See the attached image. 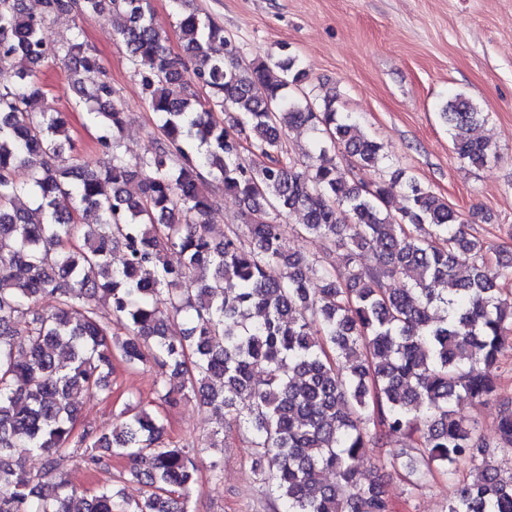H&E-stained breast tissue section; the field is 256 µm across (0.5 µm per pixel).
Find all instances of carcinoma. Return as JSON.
<instances>
[{"instance_id": "obj_1", "label": "carcinoma", "mask_w": 512, "mask_h": 512, "mask_svg": "<svg viewBox=\"0 0 512 512\" xmlns=\"http://www.w3.org/2000/svg\"><path fill=\"white\" fill-rule=\"evenodd\" d=\"M84 10L122 19L118 40L159 117L153 151L133 162L120 150L126 113L99 58L78 33L56 51L44 37L51 17ZM177 27L183 56L167 51L150 0H42L39 14L0 0V65L29 63L0 85V512H193L195 457L163 445L160 411L128 403L111 433L77 430V399L109 393L117 357L162 371L161 402L186 391L224 415L205 447L246 430L275 512H391L384 475L359 467L391 436L417 438L416 453L387 459L412 487L463 459L478 467L448 512H512V470L494 464L458 415L464 403L498 398L490 369L512 352V256L489 264L490 246L404 169L370 186L344 178L339 163L377 168L383 147L336 108V95L290 92L306 79L296 58L242 64L212 19L188 14ZM53 53L75 105L93 103L94 160L72 156L66 114L27 110ZM228 107L240 114L229 128L214 115ZM439 116L459 160L497 158L473 135L486 116L468 96L444 99ZM298 127L313 133L318 155L297 161L284 149ZM27 166L21 184L15 172ZM390 183L406 191L397 215ZM219 187L243 205L244 224L217 240L207 216ZM60 195L76 208H58ZM282 217L347 249L344 267L288 252ZM369 250L372 262L359 263ZM400 276L407 285L390 287ZM43 296L55 306L39 315L32 304ZM172 317L185 324L177 341ZM495 447L512 451V402L499 410ZM23 450L44 457L40 472L25 468ZM70 450L89 469L125 459L144 495L79 492L56 473Z\"/></svg>"}]
</instances>
